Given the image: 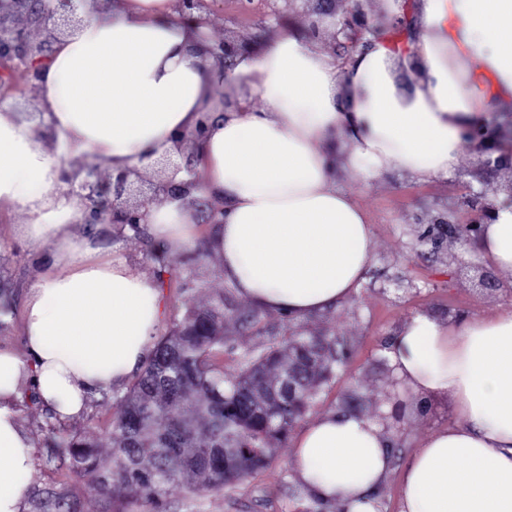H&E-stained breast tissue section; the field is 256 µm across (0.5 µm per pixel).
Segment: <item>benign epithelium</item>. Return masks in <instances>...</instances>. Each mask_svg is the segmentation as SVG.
I'll use <instances>...</instances> for the list:
<instances>
[{
	"label": "benign epithelium",
	"mask_w": 512,
	"mask_h": 512,
	"mask_svg": "<svg viewBox=\"0 0 512 512\" xmlns=\"http://www.w3.org/2000/svg\"><path fill=\"white\" fill-rule=\"evenodd\" d=\"M57 6L46 8V0H0V68L13 75L18 71L25 73L26 79L21 91L37 88L40 73L35 60L48 55V42L34 43L31 40V28L34 26L48 29V26L60 28L74 22L76 0H56ZM339 0H273L268 5L266 16L270 25L277 24L288 13H296L309 23V31L320 34V22L325 17L334 19L336 36L328 41L329 48L338 46L355 48L368 36L378 38L382 27L370 23L363 12L360 0L344 11L337 8ZM203 0H179L181 18L197 26H210V18L196 15L193 10L201 7ZM26 6L24 22L9 24L7 20L21 6ZM247 50V43L233 37L213 43L209 47L211 54L224 59V68L234 66L238 54ZM85 178L79 185H74L68 172L64 171L61 181L69 195L78 197L86 215L84 223L93 227L97 224H110L117 233H122L126 225L131 227L143 223L150 198L168 191V185L159 182L152 186L151 193L139 203H129V196L134 191L140 176L130 178V173L122 171L103 179L92 166L82 165ZM479 174H505L508 178L507 192L512 199V153L502 152L495 157L487 156L480 160ZM463 204L474 211V217L465 224L446 221L447 230L443 237L448 243H457L460 248L476 244V236L483 224L493 220L495 205L483 201L482 194L469 191Z\"/></svg>",
	"instance_id": "obj_1"
}]
</instances>
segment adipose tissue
Instances as JSON below:
<instances>
[{"label": "adipose tissue", "instance_id": "obj_1", "mask_svg": "<svg viewBox=\"0 0 512 512\" xmlns=\"http://www.w3.org/2000/svg\"><path fill=\"white\" fill-rule=\"evenodd\" d=\"M416 9L423 30L405 42L380 38L341 61L284 28L229 70L180 21L176 0H80L77 24L52 33L37 62L40 112L0 105V211L26 215L21 233L40 258L23 313L27 354L0 349V512H20L33 468L23 389L60 420L83 415L145 362L166 310L156 276L76 232L83 207L59 181L69 158L138 171L193 138L196 172L168 169L177 189L149 208L153 236L191 248L190 203L212 201L222 212L209 247L239 295L292 320L334 308L360 288L373 251L368 215L339 173L451 176L476 147L464 132L512 110V0ZM219 84L264 105L215 112ZM473 256L512 270V205L497 202ZM384 356L404 388L449 397L455 415L405 462L398 512H512V307L466 319L415 312ZM390 448L376 420L331 411L297 437V476L316 501L378 512Z\"/></svg>", "mask_w": 512, "mask_h": 512}]
</instances>
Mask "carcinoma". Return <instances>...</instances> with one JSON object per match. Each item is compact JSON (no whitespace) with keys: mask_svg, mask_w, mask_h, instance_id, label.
<instances>
[{"mask_svg":"<svg viewBox=\"0 0 512 512\" xmlns=\"http://www.w3.org/2000/svg\"><path fill=\"white\" fill-rule=\"evenodd\" d=\"M13 293L0 289V331L9 327ZM224 295L185 310L155 345L127 391L117 397L118 415L108 433L110 450L65 432L44 411L37 421L47 461L87 481L106 512H127L134 495L143 512H166L172 486L190 480L189 492H219L268 469L320 387L336 376L352 350L333 332L292 334L274 349L224 370ZM309 373L306 392L295 402L280 396L289 367ZM34 512H74L66 485L35 494Z\"/></svg>","mask_w":512,"mask_h":512,"instance_id":"cac0c4a2","label":"carcinoma"}]
</instances>
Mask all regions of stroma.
<instances>
[{
  "instance_id": "stroma-1",
  "label": "stroma",
  "mask_w": 512,
  "mask_h": 512,
  "mask_svg": "<svg viewBox=\"0 0 512 512\" xmlns=\"http://www.w3.org/2000/svg\"><path fill=\"white\" fill-rule=\"evenodd\" d=\"M263 0H256L252 12L238 10L237 0H224L211 14L210 36L220 41L232 36L252 45L274 39ZM479 167L478 155L464 153L457 174L428 183H416L398 173L367 180L357 173L342 172L343 185L352 191L367 211L373 228L372 262L357 292L336 309L287 324L276 312H263L255 325H239L236 312L249 309V301L237 294L224 278L219 256L200 253L211 232L210 209L206 201H193L197 212V245L169 255L171 269L162 291L167 312L161 323L169 328L175 315L183 313L216 293L224 295L226 325L234 336V347L225 351L226 366L238 367L245 351L278 344L288 329L309 332L327 327L347 337L356 352L324 384L308 418L316 420L338 409L349 391H356L363 413H383L391 433L402 439L395 454L394 467L379 488L380 512H397L400 474L418 444L436 429L452 424L453 408L448 397L431 400L426 411H418L416 399L408 391L390 384L391 375L383 352L403 321L418 310L436 316L469 317L491 314L512 306V270H496L493 276L499 288H481L477 274L452 263L448 252H424L413 249L419 236L435 220L465 218L455 205ZM25 216L19 212L0 213V281L16 293V308H23L27 288L35 274V260L19 232ZM297 461L292 447L281 448L272 465L245 483L217 493L190 497L185 486H173L168 495L167 512H304L310 497L296 479ZM35 483L24 487L21 512H31L34 490L48 489L68 481L79 499L78 512H104L100 500L78 479H64L55 464L34 467Z\"/></svg>"
}]
</instances>
